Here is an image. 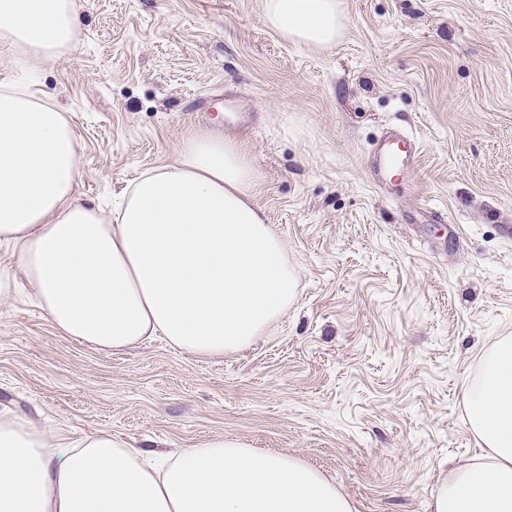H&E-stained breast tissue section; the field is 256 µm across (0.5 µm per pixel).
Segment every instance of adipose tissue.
<instances>
[{"label":"adipose tissue","mask_w":512,"mask_h":512,"mask_svg":"<svg viewBox=\"0 0 512 512\" xmlns=\"http://www.w3.org/2000/svg\"><path fill=\"white\" fill-rule=\"evenodd\" d=\"M266 25L322 50L346 29L343 0H264ZM74 0H0V45L15 65L68 52ZM75 129L34 81H0V301L28 285L63 335L104 350L160 338L196 357L251 346L298 295L282 237L253 201L243 143L185 138L174 164L143 173L105 217L76 195ZM483 455L442 481L433 512H512V336L485 351L463 396ZM0 512H353L299 459L214 436L159 453L92 432L66 441L0 419Z\"/></svg>","instance_id":"ef3b65f1"}]
</instances>
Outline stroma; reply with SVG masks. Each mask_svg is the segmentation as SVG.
Listing matches in <instances>:
<instances>
[{
	"mask_svg": "<svg viewBox=\"0 0 512 512\" xmlns=\"http://www.w3.org/2000/svg\"><path fill=\"white\" fill-rule=\"evenodd\" d=\"M345 3L344 38L316 52L262 0H76L72 50L36 73L75 128L79 198L111 211L191 133L238 138L298 297L221 358L98 350L0 302V416L145 449L236 438L318 469L354 512H432L481 454L462 392L512 336V0ZM387 122L422 152L378 184Z\"/></svg>",
	"mask_w": 512,
	"mask_h": 512,
	"instance_id": "35a3bbf8",
	"label": "stroma"
}]
</instances>
